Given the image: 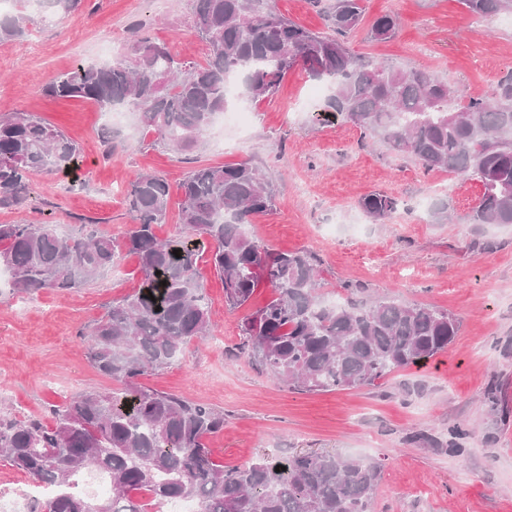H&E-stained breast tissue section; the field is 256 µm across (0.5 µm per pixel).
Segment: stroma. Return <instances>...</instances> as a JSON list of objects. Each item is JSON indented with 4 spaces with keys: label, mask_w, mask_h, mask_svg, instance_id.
<instances>
[{
    "label": "stroma",
    "mask_w": 512,
    "mask_h": 512,
    "mask_svg": "<svg viewBox=\"0 0 512 512\" xmlns=\"http://www.w3.org/2000/svg\"><path fill=\"white\" fill-rule=\"evenodd\" d=\"M333 0H274L310 30L328 29ZM361 24L346 38L358 56L401 69L421 68L457 90L459 103L491 92L512 71V13L473 15L461 0H364ZM400 27L385 41L369 30L380 15ZM31 37L0 47V115L29 112L59 126L83 149L69 188L58 174L31 178V199L0 209V224H53L68 233L87 225L120 235L132 223L125 189L140 171L166 179L170 199L161 239L179 229L180 183L200 164L245 160L263 168L275 192L272 210L246 231L274 252L302 251L317 265L324 298L340 302L387 296L448 310L459 321L448 350L426 365L387 375L378 386L299 393L235 356L241 324L273 296L261 285L230 309L207 259L198 269L212 313L204 341L142 385L224 412L209 443L214 459L247 464L262 454L329 452L379 465L373 512H512V224H472L476 180L428 170L391 152L322 109L314 79L294 70L269 99L251 103L243 132L211 126L193 150L175 152L144 135L139 116L107 124L92 101L55 100L46 86L75 63L102 66L113 42L140 36L166 43L187 62L205 63L190 0H82L62 19L32 14ZM397 198L391 219L372 221L361 197ZM141 285L136 256L90 286L34 294L0 284V409L42 417L49 406L88 391L111 390L84 354L80 336L113 300ZM460 426L463 455L445 450Z\"/></svg>",
    "instance_id": "obj_1"
}]
</instances>
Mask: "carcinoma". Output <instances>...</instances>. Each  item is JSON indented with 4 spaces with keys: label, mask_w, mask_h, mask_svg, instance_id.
Wrapping results in <instances>:
<instances>
[{
    "label": "carcinoma",
    "mask_w": 512,
    "mask_h": 512,
    "mask_svg": "<svg viewBox=\"0 0 512 512\" xmlns=\"http://www.w3.org/2000/svg\"><path fill=\"white\" fill-rule=\"evenodd\" d=\"M203 64L179 61L148 36L103 66H76L48 84L49 97L82 98L104 112L130 106L156 140L178 151L197 146L215 116L226 111L227 77L241 79L256 102L273 96L296 67L328 84L324 106L344 116L399 155L431 170L444 168L480 184L473 224H512V74L488 99L452 105L448 83L426 70L395 69L353 55L345 36L363 17L362 0H335L332 33L306 29L271 0H192ZM81 0H37L55 18ZM477 16L511 11L512 0H462ZM28 14L0 13V46L28 31ZM398 19L373 22L375 40L393 37ZM80 148L58 127L28 112L0 116V208L29 198V176L78 167ZM177 236L161 240L168 183L137 174L126 201L134 224L120 238L60 234L52 224H0V269L17 291L69 292L95 283L125 253L138 259L142 286L112 303L80 332L89 362L116 388L84 394L50 408L51 423L0 414V461L56 493L50 512H148L170 501H192L196 512H371L378 465L330 453L300 452L226 467L213 459L208 439L224 430V411L145 388L148 371L171 365L205 337L211 313L199 278L201 245L224 284L226 304L245 305L265 281L273 298L241 326L237 354L300 392L354 389L428 362L448 350L456 318L431 305L378 298L331 304L319 294L317 271L303 252L272 253L242 228L270 209L273 186L250 162L200 165L180 185ZM360 206L384 222L399 209L389 195L372 193ZM179 251L175 257L173 251ZM281 470H276V467ZM100 472L111 488L90 499L79 479Z\"/></svg>",
    "instance_id": "carcinoma-1"
}]
</instances>
